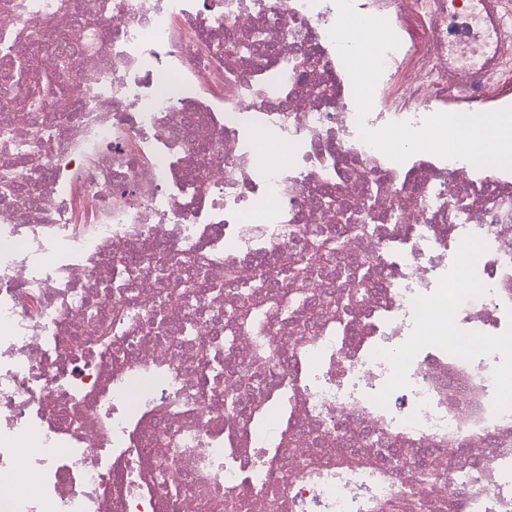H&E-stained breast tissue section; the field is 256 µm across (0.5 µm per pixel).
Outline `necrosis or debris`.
Wrapping results in <instances>:
<instances>
[{
  "mask_svg": "<svg viewBox=\"0 0 512 512\" xmlns=\"http://www.w3.org/2000/svg\"><path fill=\"white\" fill-rule=\"evenodd\" d=\"M484 2L353 0L399 40L368 128L512 109V0ZM337 19L0 0V512H512V169L362 141ZM260 302L261 368L225 321ZM275 392L293 439L270 466L279 415L251 409ZM344 451L373 470L337 475Z\"/></svg>",
  "mask_w": 512,
  "mask_h": 512,
  "instance_id": "necrosis-or-debris-1",
  "label": "necrosis or debris"
}]
</instances>
